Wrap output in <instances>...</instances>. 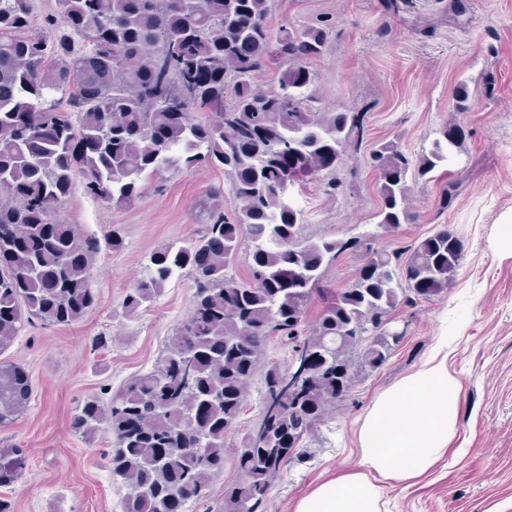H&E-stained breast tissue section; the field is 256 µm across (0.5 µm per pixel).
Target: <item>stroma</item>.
Listing matches in <instances>:
<instances>
[{
  "mask_svg": "<svg viewBox=\"0 0 512 512\" xmlns=\"http://www.w3.org/2000/svg\"><path fill=\"white\" fill-rule=\"evenodd\" d=\"M272 0L271 29L288 24L334 25L324 55L313 62L316 92L326 110L364 113L360 150H347L336 195L322 181L295 199L303 211L304 238H362L401 251L449 226L463 243V258L447 288L427 300L403 303L396 316L406 335L389 361L356 374L349 392L275 477L266 512H293L317 481L353 468L356 429L373 399L420 369L444 358L460 383L455 436L443 459L410 487H386L384 512H512V256L498 222L512 212V0ZM470 98L452 110L456 84ZM463 125L466 137L447 173L414 184L406 201L414 223L393 232L380 227L379 194L371 149L400 138L410 155L428 150L444 120ZM458 189L450 205L448 182ZM230 181L213 168H166L132 203L108 206L82 184L59 208L85 235L104 238L120 227L123 245L101 248L91 266L96 306L69 325L26 322L0 361L23 368L32 395L13 424L0 428V448H19L24 462L1 490L15 512H122L127 486L113 483L107 466L112 434H74L76 407L161 365L166 344L192 306L188 278L169 281L156 302L126 314L121 302L160 246L194 236L214 207L233 216ZM223 188L220 202L208 191ZM104 346H96L97 337ZM262 378L254 376L238 424L224 440V472L189 512H217L226 484L239 478L233 448L259 416Z\"/></svg>",
  "mask_w": 512,
  "mask_h": 512,
  "instance_id": "stroma-1",
  "label": "stroma"
}]
</instances>
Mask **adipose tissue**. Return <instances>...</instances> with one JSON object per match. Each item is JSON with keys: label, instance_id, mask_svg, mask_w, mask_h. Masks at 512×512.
<instances>
[{"label": "adipose tissue", "instance_id": "ef3b65f1", "mask_svg": "<svg viewBox=\"0 0 512 512\" xmlns=\"http://www.w3.org/2000/svg\"><path fill=\"white\" fill-rule=\"evenodd\" d=\"M459 403L458 380L433 359L383 390L357 429V469L316 484L294 512H382L385 486L416 482L445 454Z\"/></svg>", "mask_w": 512, "mask_h": 512}]
</instances>
